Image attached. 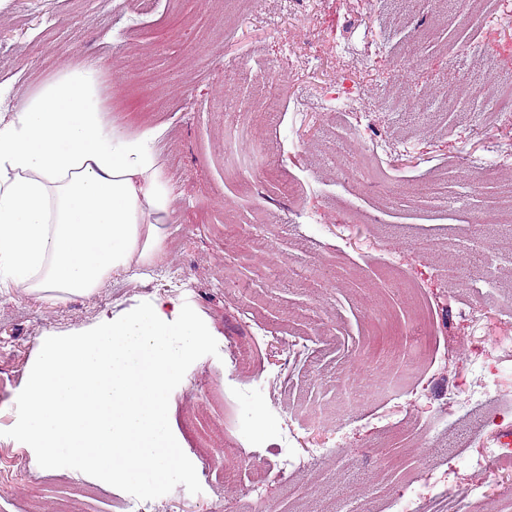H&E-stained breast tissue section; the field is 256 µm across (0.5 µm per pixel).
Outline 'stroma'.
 I'll list each match as a JSON object with an SVG mask.
<instances>
[{
    "mask_svg": "<svg viewBox=\"0 0 512 512\" xmlns=\"http://www.w3.org/2000/svg\"><path fill=\"white\" fill-rule=\"evenodd\" d=\"M6 0L0 32L16 54L0 92L35 95L63 68L96 69L101 107L127 137L155 128L173 189L164 254L142 280L121 274L96 293L50 305L0 288V512H393L389 489L421 468L414 512H446L445 494L471 482L455 461L498 446L495 416L512 423V351L482 373L473 333H512V229L482 217L492 185L468 176L490 148L512 152L487 101L512 80V0L465 15L461 0ZM412 47L410 61L398 58ZM354 73L355 112L329 105ZM408 101L391 112L387 96ZM447 119L431 121L434 113ZM186 279L172 284L168 270ZM157 293L180 296L237 361L194 362L169 402V423L202 491L176 486L141 501L69 469L41 468L6 437L44 337L119 317ZM271 334L254 346L256 326ZM314 361L288 358L284 337ZM480 390L450 408L449 382ZM366 389L338 408L348 384ZM323 403L318 429L282 438V403ZM259 410L249 426V407ZM199 414L225 446L275 461L304 457L327 437L342 453L306 462L288 482L247 495L256 471L232 459L234 479L208 466L186 421ZM264 433L262 448L253 429ZM427 441H419L420 432Z\"/></svg>",
    "mask_w": 512,
    "mask_h": 512,
    "instance_id": "1",
    "label": "stroma"
}]
</instances>
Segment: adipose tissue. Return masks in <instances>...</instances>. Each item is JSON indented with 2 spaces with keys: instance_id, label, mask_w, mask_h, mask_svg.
Here are the masks:
<instances>
[{
  "instance_id": "obj_1",
  "label": "adipose tissue",
  "mask_w": 512,
  "mask_h": 512,
  "mask_svg": "<svg viewBox=\"0 0 512 512\" xmlns=\"http://www.w3.org/2000/svg\"><path fill=\"white\" fill-rule=\"evenodd\" d=\"M157 137L109 132L85 65L1 112L0 285L56 303L159 258L171 199Z\"/></svg>"
}]
</instances>
